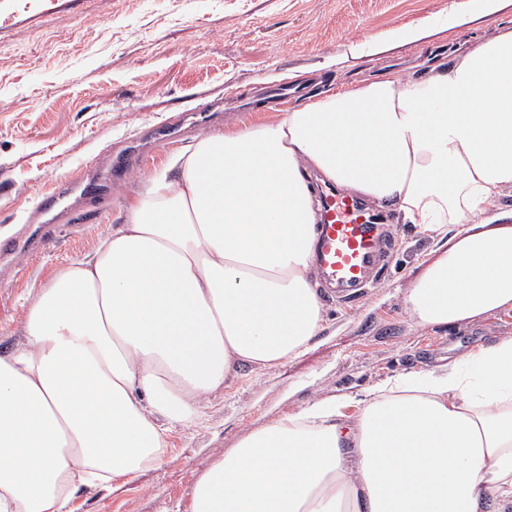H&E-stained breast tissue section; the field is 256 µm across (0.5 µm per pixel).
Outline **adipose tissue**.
<instances>
[{
	"label": "adipose tissue",
	"mask_w": 512,
	"mask_h": 512,
	"mask_svg": "<svg viewBox=\"0 0 512 512\" xmlns=\"http://www.w3.org/2000/svg\"><path fill=\"white\" fill-rule=\"evenodd\" d=\"M60 269L0 355V512H65L159 464L237 368L321 332L312 174L389 207L440 254L407 289L422 326L512 306V23L431 63L208 133ZM246 436L190 512H512V337Z\"/></svg>",
	"instance_id": "1"
}]
</instances>
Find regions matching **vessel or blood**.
I'll list each match as a JSON object with an SVG mask.
<instances>
[{
	"label": "vessel or blood",
	"instance_id": "obj_1",
	"mask_svg": "<svg viewBox=\"0 0 512 512\" xmlns=\"http://www.w3.org/2000/svg\"><path fill=\"white\" fill-rule=\"evenodd\" d=\"M322 221L318 226L316 266L327 297L349 299L359 290L374 284L385 270L390 241L376 227V212L360 198L326 187L321 197ZM31 224L22 228L0 250L9 257L24 252L32 240L55 237L58 226L53 219L34 213Z\"/></svg>",
	"mask_w": 512,
	"mask_h": 512
}]
</instances>
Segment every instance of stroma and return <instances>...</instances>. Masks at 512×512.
I'll return each instance as SVG.
<instances>
[{"label": "stroma", "mask_w": 512, "mask_h": 512, "mask_svg": "<svg viewBox=\"0 0 512 512\" xmlns=\"http://www.w3.org/2000/svg\"><path fill=\"white\" fill-rule=\"evenodd\" d=\"M454 20L447 36L389 38L424 19ZM512 21V0L484 15L479 0H0V228L55 211L71 179L106 160L55 239L0 262V355L20 333L37 286L89 253L128 201L195 138L275 121L288 106L392 70L424 76L458 46ZM305 79L288 80V73ZM171 127L162 147L152 135ZM388 269L342 307L325 302L323 330L280 364L238 370L195 421L175 426L163 461L111 491H78L71 512H187L196 481L225 450L320 400L356 418L368 389L512 336V308L469 322L421 326L404 308L436 248L395 210Z\"/></svg>", "instance_id": "35a3bbf8"}]
</instances>
